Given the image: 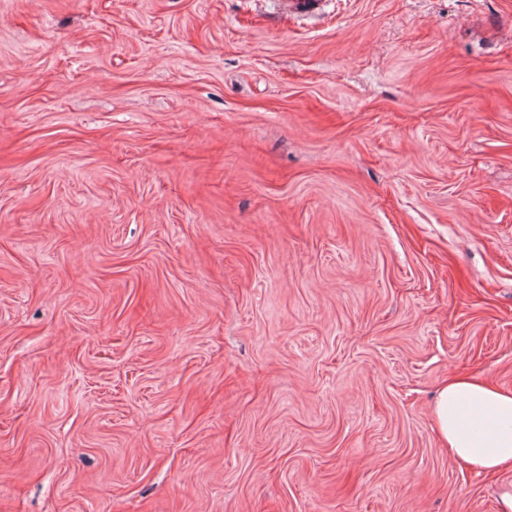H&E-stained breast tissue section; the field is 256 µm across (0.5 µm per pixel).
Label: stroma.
Wrapping results in <instances>:
<instances>
[{
    "label": "stroma",
    "mask_w": 512,
    "mask_h": 512,
    "mask_svg": "<svg viewBox=\"0 0 512 512\" xmlns=\"http://www.w3.org/2000/svg\"><path fill=\"white\" fill-rule=\"evenodd\" d=\"M512 0H0V512H503ZM440 448L478 473L512 470V390L457 375L432 408Z\"/></svg>",
    "instance_id": "1"
}]
</instances>
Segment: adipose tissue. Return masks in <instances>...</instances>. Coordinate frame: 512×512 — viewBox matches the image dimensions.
<instances>
[{"mask_svg":"<svg viewBox=\"0 0 512 512\" xmlns=\"http://www.w3.org/2000/svg\"><path fill=\"white\" fill-rule=\"evenodd\" d=\"M441 448L480 473L512 470V390L457 375L439 390L432 408Z\"/></svg>","mask_w":512,"mask_h":512,"instance_id":"adipose-tissue-1","label":"adipose tissue"}]
</instances>
